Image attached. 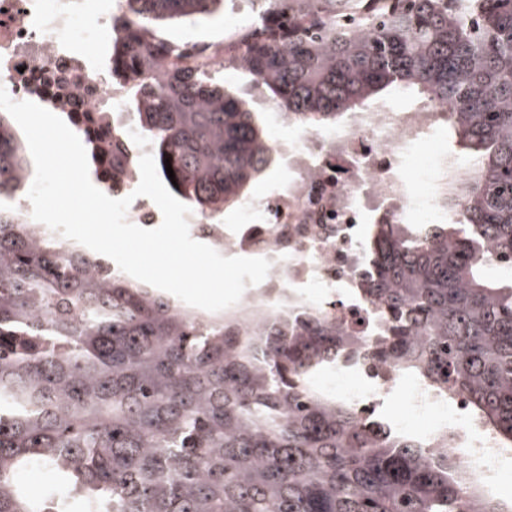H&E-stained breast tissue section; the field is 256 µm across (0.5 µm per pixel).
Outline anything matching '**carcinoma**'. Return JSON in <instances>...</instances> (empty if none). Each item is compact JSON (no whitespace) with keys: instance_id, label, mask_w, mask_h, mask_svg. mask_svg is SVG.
<instances>
[{"instance_id":"cac0c4a2","label":"carcinoma","mask_w":512,"mask_h":512,"mask_svg":"<svg viewBox=\"0 0 512 512\" xmlns=\"http://www.w3.org/2000/svg\"><path fill=\"white\" fill-rule=\"evenodd\" d=\"M265 37L235 67L284 114L342 122L397 91L448 106L469 158L433 234L375 224L370 357L465 395L512 442V0H249ZM223 0H122L112 81L128 136L201 213L236 205L272 161L255 113L210 64L158 35ZM30 179L0 110V512H504L460 461L378 425L318 379L364 337L284 314L255 330L190 310L3 206ZM56 478L29 496L23 471Z\"/></svg>"}]
</instances>
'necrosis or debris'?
Segmentation results:
<instances>
[{
    "label": "necrosis or debris",
    "instance_id": "obj_1",
    "mask_svg": "<svg viewBox=\"0 0 512 512\" xmlns=\"http://www.w3.org/2000/svg\"><path fill=\"white\" fill-rule=\"evenodd\" d=\"M84 7L83 0H0V85L13 100L35 102L63 119L94 156L104 192L122 198L134 190L145 147L125 140L122 163L113 166L122 93L100 64L74 47L80 37H111L112 28L100 19L76 33L72 20ZM446 117L436 104L408 112L384 106L346 113L334 132L286 119L294 136L271 142L270 149L284 159L287 181L243 200L249 223L195 219L190 234L223 256L271 261L267 278L242 295L244 310L276 313L277 295L287 290L310 312L360 335H376V308L363 292L371 265L369 227H422L437 220L434 203L447 183L448 157L438 147ZM427 142L437 149L418 174L411 159ZM336 380L344 385L343 399L366 412L375 411L399 383L389 367L370 363L363 353L354 364L337 365ZM405 401L411 413L435 416L427 437L462 461L478 488L490 489L512 474V448L476 425L466 397L443 400L414 381Z\"/></svg>",
    "mask_w": 512,
    "mask_h": 512
}]
</instances>
